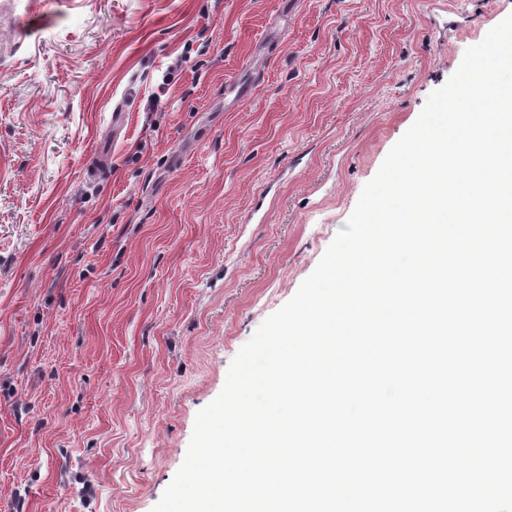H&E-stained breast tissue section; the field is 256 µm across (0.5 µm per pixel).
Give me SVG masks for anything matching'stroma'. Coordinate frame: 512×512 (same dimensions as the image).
I'll return each instance as SVG.
<instances>
[{"mask_svg": "<svg viewBox=\"0 0 512 512\" xmlns=\"http://www.w3.org/2000/svg\"><path fill=\"white\" fill-rule=\"evenodd\" d=\"M511 15L0 0V512H152L240 349Z\"/></svg>", "mask_w": 512, "mask_h": 512, "instance_id": "1", "label": "stroma"}]
</instances>
